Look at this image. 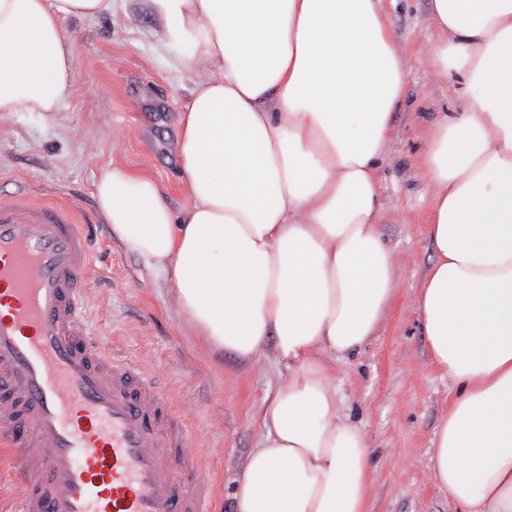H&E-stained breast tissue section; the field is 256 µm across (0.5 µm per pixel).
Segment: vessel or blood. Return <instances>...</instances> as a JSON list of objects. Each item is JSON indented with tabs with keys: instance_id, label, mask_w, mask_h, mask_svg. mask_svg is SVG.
Masks as SVG:
<instances>
[{
	"instance_id": "b4317fda",
	"label": "vessel or blood",
	"mask_w": 512,
	"mask_h": 512,
	"mask_svg": "<svg viewBox=\"0 0 512 512\" xmlns=\"http://www.w3.org/2000/svg\"><path fill=\"white\" fill-rule=\"evenodd\" d=\"M87 219L19 187L0 201V446L13 512H213L195 436L156 376L105 356L89 320ZM15 468L11 450L0 447V512H11L22 494V486L14 477Z\"/></svg>"
}]
</instances>
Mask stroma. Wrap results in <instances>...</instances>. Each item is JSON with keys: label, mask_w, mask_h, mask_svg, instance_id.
Wrapping results in <instances>:
<instances>
[{"label": "stroma", "mask_w": 512, "mask_h": 512, "mask_svg": "<svg viewBox=\"0 0 512 512\" xmlns=\"http://www.w3.org/2000/svg\"><path fill=\"white\" fill-rule=\"evenodd\" d=\"M429 4L383 0L398 45L414 60L379 169L377 222L396 258L397 292L361 353L332 369L341 408L371 450L369 512H452L431 461L450 383L431 361L416 295L434 255L422 150L438 114L457 110L461 88L436 80L426 60ZM65 27L74 43V91L60 111L0 118V201L24 177L34 194L75 203L88 215L97 274L91 320L106 353L160 380L199 439L215 512H234L235 479L258 443V414L278 370L266 360L243 362L195 334L169 284L113 237L95 196L102 169L117 163L151 177L173 209L187 204L175 151L194 79L187 46L166 39L142 0H115L112 11Z\"/></svg>", "instance_id": "stroma-1"}]
</instances>
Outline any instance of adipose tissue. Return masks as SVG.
<instances>
[{
  "label": "adipose tissue",
  "mask_w": 512,
  "mask_h": 512,
  "mask_svg": "<svg viewBox=\"0 0 512 512\" xmlns=\"http://www.w3.org/2000/svg\"><path fill=\"white\" fill-rule=\"evenodd\" d=\"M188 39L173 210L158 184L103 169L115 238L171 279L192 329L280 381L236 480L235 512H367L371 451L331 370L395 295L375 219L378 170L411 59L381 0H147ZM112 0H0V115L55 112L72 91L64 27ZM427 61L460 78L423 152L435 255L416 305L455 391L434 475L456 512H512V0H430Z\"/></svg>",
  "instance_id": "obj_1"
}]
</instances>
